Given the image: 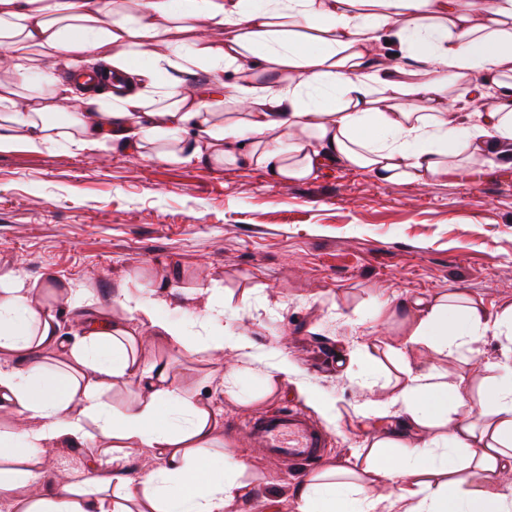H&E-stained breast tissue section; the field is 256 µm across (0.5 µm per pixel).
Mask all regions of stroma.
Returning a JSON list of instances; mask_svg holds the SVG:
<instances>
[{
    "instance_id": "stroma-1",
    "label": "stroma",
    "mask_w": 512,
    "mask_h": 512,
    "mask_svg": "<svg viewBox=\"0 0 512 512\" xmlns=\"http://www.w3.org/2000/svg\"><path fill=\"white\" fill-rule=\"evenodd\" d=\"M14 268L32 283L64 279L106 305L118 286L198 315L220 301L227 331L259 352L287 353L294 380L261 395L268 365L255 364L237 379L254 397L243 404L224 392L232 352L175 354L157 339L140 348L145 363L170 361L175 383L210 403L223 425L218 448L245 464L255 499L295 512L307 469L265 458L247 421L282 406L304 412L327 432L326 465L400 431V416L367 419L360 407L391 398L401 302L462 292L492 313L512 303V166L475 158L427 183L334 167L283 184L255 167L17 146L0 151V270ZM403 349L414 370L448 373L471 399L488 383V363L512 370V342L490 332L473 352ZM302 381L310 394L297 391Z\"/></svg>"
}]
</instances>
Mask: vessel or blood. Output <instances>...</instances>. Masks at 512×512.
Returning <instances> with one entry per match:
<instances>
[{
    "mask_svg": "<svg viewBox=\"0 0 512 512\" xmlns=\"http://www.w3.org/2000/svg\"><path fill=\"white\" fill-rule=\"evenodd\" d=\"M248 429L254 444L267 457L293 465L316 463L326 446V433L307 416L292 409L256 417Z\"/></svg>",
    "mask_w": 512,
    "mask_h": 512,
    "instance_id": "1",
    "label": "vessel or blood"
}]
</instances>
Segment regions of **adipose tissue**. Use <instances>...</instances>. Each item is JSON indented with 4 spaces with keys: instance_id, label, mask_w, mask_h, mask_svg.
Instances as JSON below:
<instances>
[{
    "instance_id": "1",
    "label": "adipose tissue",
    "mask_w": 512,
    "mask_h": 512,
    "mask_svg": "<svg viewBox=\"0 0 512 512\" xmlns=\"http://www.w3.org/2000/svg\"><path fill=\"white\" fill-rule=\"evenodd\" d=\"M0 0V150H38L66 140L81 153L105 145L144 149L171 162L255 166L288 183L327 164L355 167L386 183L444 180L461 161L512 159V0ZM205 20L217 40L182 42ZM76 76L101 62L121 93L102 105ZM261 70L262 87L226 85L225 71ZM244 103L219 119L225 90ZM480 101L477 112L457 104ZM66 115V130L48 113ZM48 298L21 270H0V409L16 425L0 431V498L13 512H230L252 499L239 461L214 466L220 424L165 363H144L138 322L170 350L213 357L236 351L256 363L243 334L193 341L186 319L163 304L122 294L121 316L55 279ZM405 342L438 351L472 346L486 332L512 335V305L498 313L457 293L413 303ZM390 402L369 400L368 417L398 408L415 444L374 440L362 479L330 465L294 489L296 512H385L371 485L397 490L405 512H512V379L489 376L472 420L458 383L438 369L399 364ZM136 384L121 411L106 402ZM93 443L85 470H47L42 449ZM150 449L151 460L141 458ZM31 484L44 496L16 492Z\"/></svg>"
}]
</instances>
